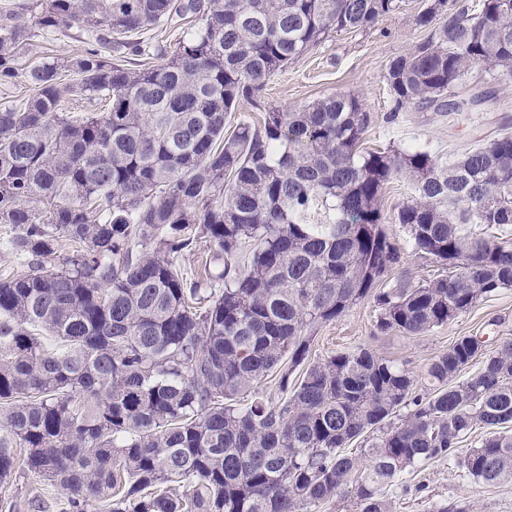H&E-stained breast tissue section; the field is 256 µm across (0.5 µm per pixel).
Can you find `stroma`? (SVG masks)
<instances>
[{"instance_id":"stroma-1","label":"stroma","mask_w":512,"mask_h":512,"mask_svg":"<svg viewBox=\"0 0 512 512\" xmlns=\"http://www.w3.org/2000/svg\"><path fill=\"white\" fill-rule=\"evenodd\" d=\"M427 4L428 0H403L399 10L370 29L331 33L266 80L262 92L265 102L289 108L337 93L353 94L371 115L365 148L420 144L445 159L493 139L502 129H512V82L492 77L480 67L469 72L462 86L448 96V110L395 111L386 68L389 61L427 36V29L416 24L417 15ZM412 194L411 184L399 176L389 181L382 194L384 229L403 251L400 263L385 279L389 286L402 278L416 282L439 273L429 256L413 253L404 227L394 221ZM376 316L372 301L352 306L341 318L318 328L311 357L366 346L405 365L423 388L428 365L458 337L483 336L493 345L512 336V289L500 291L452 323L420 335L376 334ZM386 496L393 512H430L433 505L456 500L470 503L474 512H512V482L493 485L469 480L448 460L402 473L387 487ZM0 512H63V497L42 477L23 472L0 487Z\"/></svg>"}]
</instances>
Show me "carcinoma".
<instances>
[{"instance_id":"cac0c4a2","label":"carcinoma","mask_w":512,"mask_h":512,"mask_svg":"<svg viewBox=\"0 0 512 512\" xmlns=\"http://www.w3.org/2000/svg\"><path fill=\"white\" fill-rule=\"evenodd\" d=\"M399 0H20L0 13V224L27 270L0 279V484L33 472L65 512H315L452 459L512 481V337L461 336L426 374L367 347L309 359L317 328L370 299L376 333L419 335L512 288V133L444 162L363 148L353 94L271 106L264 82L330 32L365 30ZM193 27L156 65L133 36ZM427 37L393 58L395 111L443 107L470 68L512 78V0H431ZM86 44L19 71L33 42ZM100 112L65 106L62 77ZM261 118L224 134L240 102ZM414 195L395 223L444 274L380 284L401 248L382 227L393 177ZM209 245L205 277L180 261ZM481 368L458 381L477 359ZM292 395L260 396L275 372ZM482 437L464 453L466 435ZM366 437L357 454L347 445Z\"/></svg>"}]
</instances>
